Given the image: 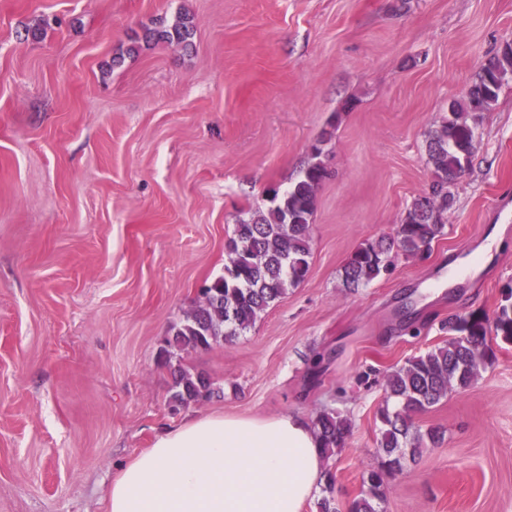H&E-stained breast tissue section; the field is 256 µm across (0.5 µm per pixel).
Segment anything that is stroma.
<instances>
[{"label": "stroma", "instance_id": "1", "mask_svg": "<svg viewBox=\"0 0 512 512\" xmlns=\"http://www.w3.org/2000/svg\"><path fill=\"white\" fill-rule=\"evenodd\" d=\"M184 13L192 46L113 65ZM508 42L512 0H0V512H105L122 464L209 414L350 418L327 466L356 498L387 372L512 281V80L429 257L359 288L343 266L428 191L429 131ZM317 147L307 278L232 342L175 352L221 394L171 414V326ZM495 353L416 416L443 438L389 477L385 512H512V345Z\"/></svg>", "mask_w": 512, "mask_h": 512}]
</instances>
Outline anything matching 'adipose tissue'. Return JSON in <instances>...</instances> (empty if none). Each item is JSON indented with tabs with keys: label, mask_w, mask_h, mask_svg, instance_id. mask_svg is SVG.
Listing matches in <instances>:
<instances>
[{
	"label": "adipose tissue",
	"mask_w": 512,
	"mask_h": 512,
	"mask_svg": "<svg viewBox=\"0 0 512 512\" xmlns=\"http://www.w3.org/2000/svg\"><path fill=\"white\" fill-rule=\"evenodd\" d=\"M323 481L307 420L196 416L120 469L108 512H302Z\"/></svg>",
	"instance_id": "1"
}]
</instances>
